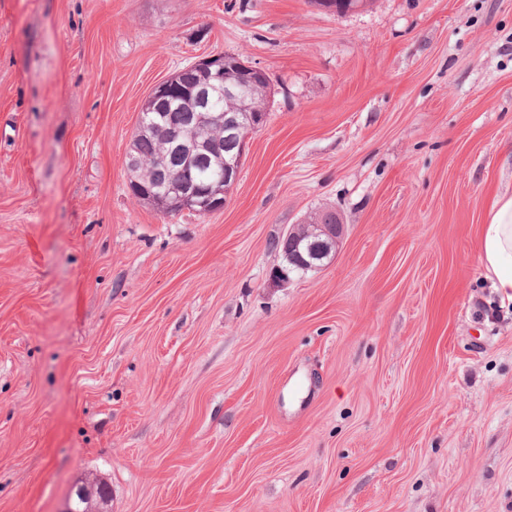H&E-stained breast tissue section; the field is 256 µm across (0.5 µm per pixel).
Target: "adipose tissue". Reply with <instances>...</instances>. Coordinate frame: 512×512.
<instances>
[{
    "instance_id": "adipose-tissue-1",
    "label": "adipose tissue",
    "mask_w": 512,
    "mask_h": 512,
    "mask_svg": "<svg viewBox=\"0 0 512 512\" xmlns=\"http://www.w3.org/2000/svg\"><path fill=\"white\" fill-rule=\"evenodd\" d=\"M479 263L503 300L512 302V196L496 197L481 228Z\"/></svg>"
}]
</instances>
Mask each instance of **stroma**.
I'll return each mask as SVG.
<instances>
[{"instance_id": "stroma-1", "label": "stroma", "mask_w": 512, "mask_h": 512, "mask_svg": "<svg viewBox=\"0 0 512 512\" xmlns=\"http://www.w3.org/2000/svg\"><path fill=\"white\" fill-rule=\"evenodd\" d=\"M233 55L268 116L224 207L125 155ZM512 0H0V512H512ZM344 234L274 287V239ZM175 81L176 78L173 76L152 88L144 102V106L141 110L144 111V113H140L137 128L139 133L149 132L134 139V148L140 159L131 152V149L126 154V167L129 171L134 173L138 172L141 169V161L144 163L145 167L143 169L141 182L147 187H152L154 191L169 185L176 174L175 167L178 166L177 163L172 160L166 163H157V159L165 151L167 146L164 141L167 137V130L170 127L183 124L184 114L188 112V106L180 102L168 104L160 111L163 112L164 115L155 132H150V130L151 125L155 123V119L157 118L156 114L158 112L149 111L153 109L156 103L165 99L164 94L170 91ZM130 184L140 195L147 193L157 199H163L158 198L155 192H152L149 188L142 185L137 179L131 181ZM479 263L502 300L512 302V196H497L482 224Z\"/></svg>"}]
</instances>
